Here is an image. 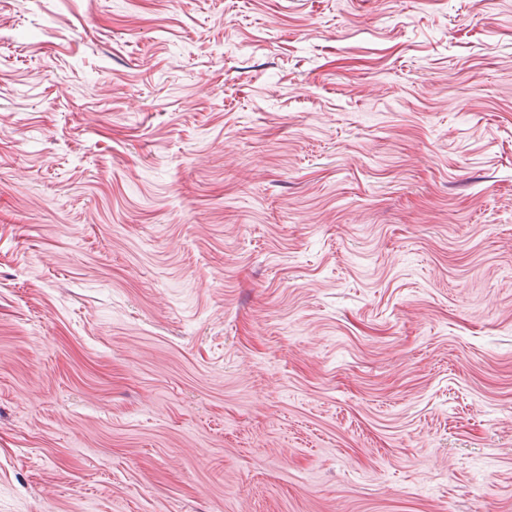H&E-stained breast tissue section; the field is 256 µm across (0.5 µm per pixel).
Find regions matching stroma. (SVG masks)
<instances>
[{
    "label": "stroma",
    "mask_w": 512,
    "mask_h": 512,
    "mask_svg": "<svg viewBox=\"0 0 512 512\" xmlns=\"http://www.w3.org/2000/svg\"><path fill=\"white\" fill-rule=\"evenodd\" d=\"M0 512H512V0H0Z\"/></svg>",
    "instance_id": "35a3bbf8"
}]
</instances>
